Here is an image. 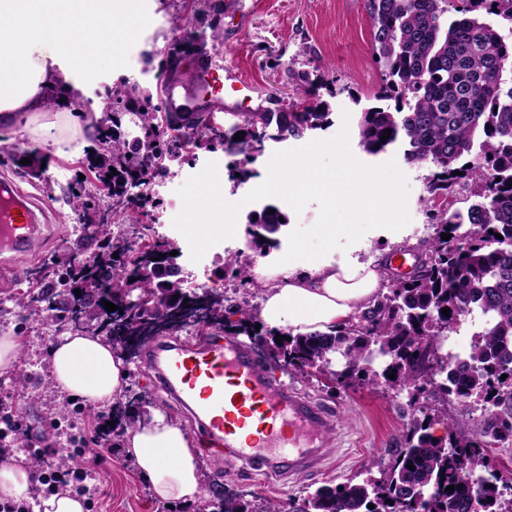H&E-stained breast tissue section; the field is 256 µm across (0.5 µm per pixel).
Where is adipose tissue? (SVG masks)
Instances as JSON below:
<instances>
[{"label":"adipose tissue","mask_w":512,"mask_h":512,"mask_svg":"<svg viewBox=\"0 0 512 512\" xmlns=\"http://www.w3.org/2000/svg\"><path fill=\"white\" fill-rule=\"evenodd\" d=\"M133 0H0V112H60L79 128L70 106L97 53L133 31ZM264 286L257 310L274 333L327 332L373 301L385 279L381 255L365 259L328 243L306 262L253 267ZM57 388L103 409L121 396L125 359L102 337L64 332L51 349ZM126 456L155 498L193 503L202 495L199 450L180 424L158 413L128 429Z\"/></svg>","instance_id":"1"}]
</instances>
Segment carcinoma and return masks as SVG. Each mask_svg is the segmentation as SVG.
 Here are the masks:
<instances>
[{"mask_svg": "<svg viewBox=\"0 0 512 512\" xmlns=\"http://www.w3.org/2000/svg\"><path fill=\"white\" fill-rule=\"evenodd\" d=\"M193 2V19L173 22L170 55L195 38V23L205 20L206 10L199 8L203 0ZM367 9L383 85L375 102L363 105L356 99L358 147L369 156L395 150L404 164L428 167L430 232L414 248L410 279H388L356 319L328 333L293 336L279 354L282 367L305 378L315 369H330L336 359L338 388H411L424 403H410L404 446L377 464L378 476L350 479L341 491L336 485L320 487L287 509L273 500H248L226 487L220 493L222 512H512L502 507L511 480L490 473L476 482L478 470L489 469L484 449L512 437V0H457L453 18L448 0H367ZM151 100V91L137 84L112 87V125L97 124L96 168L104 194L72 201L82 225L94 226L93 235L81 238L72 254L25 273L35 286L19 298L24 308L48 312L58 327L98 332L114 348L137 332L147 311L160 313L158 274L149 258L170 251L172 244L163 240L135 250L109 227L119 218L140 221L135 213L143 212L147 201L142 189L189 154L204 121L198 112L152 109ZM330 115V104L316 95L310 104H293L287 111L238 112L241 122L208 145L249 156L262 151L269 132L302 138L328 128ZM283 217L272 204L250 211L248 246L262 255L278 246L274 235L287 225ZM444 233L450 239H442ZM88 241L96 245L94 255L76 262ZM224 271L252 283L248 267L235 257ZM130 288L141 293L139 305L121 312L105 309L104 302L118 304ZM209 294L213 327L222 326L232 336L247 331L273 355L275 335L264 338L249 327V309L225 305L222 292ZM444 308L449 315H443ZM476 308L485 322L471 351L462 359L447 354L433 369L434 337L448 335ZM474 397L483 400L478 423L470 418ZM450 400L459 405L460 416L447 424L445 441L435 438L431 426L447 418ZM108 416L114 426L95 429L101 448L112 447L115 436L141 421L121 402L112 413L97 414Z\"/></svg>", "mask_w": 512, "mask_h": 512, "instance_id": "1", "label": "carcinoma"}]
</instances>
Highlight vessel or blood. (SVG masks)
<instances>
[{
	"mask_svg": "<svg viewBox=\"0 0 512 512\" xmlns=\"http://www.w3.org/2000/svg\"><path fill=\"white\" fill-rule=\"evenodd\" d=\"M193 85L170 77L164 83L166 111L204 112L219 118L235 112L225 87L246 88L232 66L211 54L194 57ZM51 227L47 212L13 182H0V255L16 259L33 252ZM141 364L196 426L205 451L280 476L317 468L338 433L325 407L289 386L267 366L257 348L234 336L148 345Z\"/></svg>",
	"mask_w": 512,
	"mask_h": 512,
	"instance_id": "1",
	"label": "vessel or blood"
}]
</instances>
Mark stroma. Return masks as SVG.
I'll return each mask as SVG.
<instances>
[{
	"instance_id": "stroma-1",
	"label": "stroma",
	"mask_w": 512,
	"mask_h": 512,
	"mask_svg": "<svg viewBox=\"0 0 512 512\" xmlns=\"http://www.w3.org/2000/svg\"><path fill=\"white\" fill-rule=\"evenodd\" d=\"M211 10L196 45L211 49L225 64L234 66L253 85L252 90L237 93L238 109L256 112L270 103H299L308 88V78L323 75L328 82L321 96L332 110V124L319 139L334 137L341 127L356 131L359 114L354 98H373L381 86V71L372 52V26L366 10V0H240L231 6L225 0H209ZM145 21L136 25L131 35L121 42L118 56L99 53L83 82L84 90L73 102V114L82 131L76 139L57 145L44 142L25 129V116H17L11 127H0V177L12 179L24 190L37 195L56 228L39 243L32 255L17 259V275L0 276V330H14L20 336L32 387L38 396L32 403H20L14 388L13 372L0 371V401L19 406V420L31 435V446L18 453L29 456L31 447L49 448L64 454V437L52 432L46 419L47 406L69 404L68 396L54 389L50 365V347L56 337L46 316L20 310L16 301L28 284L24 272L39 267L45 260L66 254L70 244L81 233L77 214L70 203V188L78 179L87 185L96 182L87 168L86 154L95 146V121L101 113L99 105L107 101L113 83L124 78L156 90L168 75L167 57L162 50L167 43L174 16L182 8V0H136ZM220 29L222 41H213L212 29ZM158 49L153 62H146L143 53ZM36 157L39 175H32L23 160ZM237 161L223 148L201 149L194 159L173 164L169 173L152 188L160 206L153 213V222L144 226L122 224L119 227L130 241H151L161 236L180 251L178 260L184 274L193 275L206 288L225 292L232 302L249 301L258 305V297H245L235 289L231 278L224 275L227 253H240L243 261L257 264L274 262L285 254L284 248H274L262 255L247 249L243 233L223 240L209 248L200 261H192L185 237L174 228L172 221L183 202L177 190L189 177L199 173L207 163L218 166L221 192L225 200L238 202L245 186L229 176ZM409 195L407 209L410 222L400 230L385 228L368 230L354 243L356 256L365 258L380 253L389 254L397 246L414 245L428 233L421 205L425 194L427 167H403ZM128 386L147 395L158 410L194 433L187 415L170 401L160 387L142 371L139 362L128 364ZM287 381L314 402L337 414L340 436L337 446L328 449L324 464L315 471L278 480L232 460L209 457L203 462V497H214V488L227 485L245 494H257L281 501L299 496L328 482L340 483L347 478L365 479L373 458L388 448L400 447L408 419L405 409L407 395H391L367 386L339 390L325 386L320 378L300 379L288 376ZM96 461L88 465L89 491L83 497L86 512H198V504L168 505L156 499L142 480L134 464L127 460L123 449H99Z\"/></svg>"
}]
</instances>
